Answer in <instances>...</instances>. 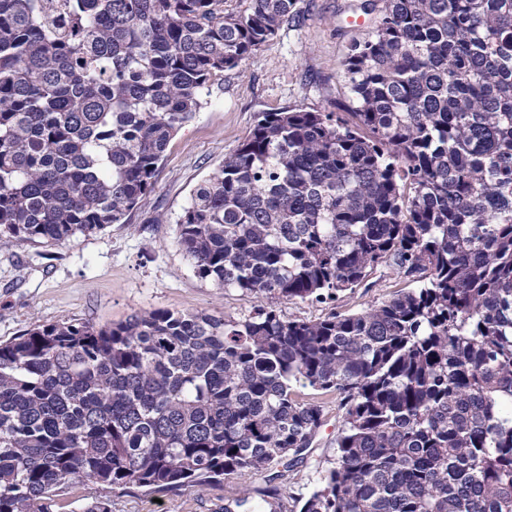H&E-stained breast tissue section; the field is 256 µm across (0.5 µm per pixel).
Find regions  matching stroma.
Wrapping results in <instances>:
<instances>
[{"label": "stroma", "instance_id": "stroma-1", "mask_svg": "<svg viewBox=\"0 0 512 512\" xmlns=\"http://www.w3.org/2000/svg\"><path fill=\"white\" fill-rule=\"evenodd\" d=\"M364 0H297V14L276 37L239 68L215 77L203 105L170 141L154 186L128 216L91 234L48 245L17 242L0 246V343L56 322L109 326L135 312L169 309L207 312L228 319L250 314L258 299L200 279L176 240V221L198 186L249 135L258 113L286 109L345 112L349 93L342 61L366 37L376 11ZM365 25H356V17ZM405 283L381 269L338 301L279 303L283 316L317 319L331 312H357L389 300ZM339 411L329 406L304 462L287 473L292 497L307 495L336 462ZM264 474L245 473L218 485L153 494L139 488L110 490L66 481L53 512H224L228 497L265 487Z\"/></svg>", "mask_w": 512, "mask_h": 512}]
</instances>
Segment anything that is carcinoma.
Returning <instances> with one entry per match:
<instances>
[{"label":"carcinoma","instance_id":"obj_1","mask_svg":"<svg viewBox=\"0 0 512 512\" xmlns=\"http://www.w3.org/2000/svg\"><path fill=\"white\" fill-rule=\"evenodd\" d=\"M295 0H0V245L122 224L211 80ZM349 112H261L195 191L199 278L266 299L0 344V512L63 481L150 493L290 467L335 396L336 463L270 512H512V0H383ZM408 284L287 319L378 268ZM317 396L306 399L300 389ZM407 284L392 270L379 269L360 288L347 293L338 302L326 301H290L278 304V309L286 318L317 319L333 311L358 312L370 305L380 304L389 300L396 291L406 288Z\"/></svg>","mask_w":512,"mask_h":512}]
</instances>
